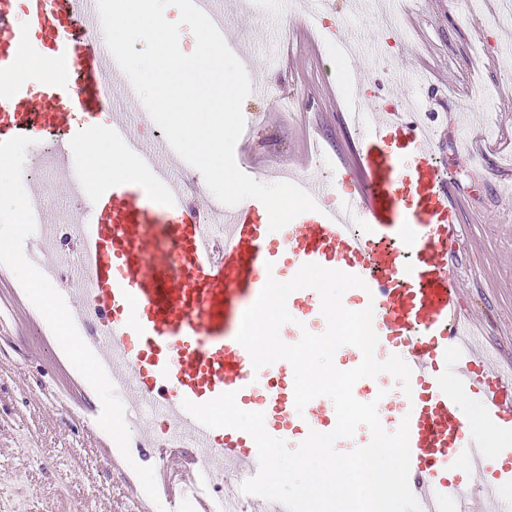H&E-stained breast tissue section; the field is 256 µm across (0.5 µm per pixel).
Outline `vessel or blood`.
<instances>
[{
	"instance_id": "vessel-or-blood-1",
	"label": "vessel or blood",
	"mask_w": 512,
	"mask_h": 512,
	"mask_svg": "<svg viewBox=\"0 0 512 512\" xmlns=\"http://www.w3.org/2000/svg\"><path fill=\"white\" fill-rule=\"evenodd\" d=\"M99 24L96 0H0V160L23 135L67 128L81 116L78 139L58 140L50 152L69 195L87 204L85 223L69 229L78 266L64 277L50 261L55 226L36 192L24 207L34 231L26 257L41 267L44 283L62 280L67 293L83 296L74 319L93 369L161 422L152 453L182 460L156 473L166 502L176 504L189 491L193 512H238V499H214L209 489L225 465L244 480L258 470L248 433L206 428L183 401L235 393L239 407L262 412L266 431L292 448L310 431L334 430L329 398L297 412L292 365L280 360L254 369L236 340L244 311L268 278L287 281L316 263L363 279L346 308L373 306L378 359L397 355L412 369L411 394L381 375L360 380L359 389L363 401H377L387 432L408 422L410 484L422 512H492L491 493L449 477L448 463L460 457L472 472L487 471L483 438L467 427L459 395L480 399L488 427L512 426V369H501L476 334L449 265L460 247V219L436 166L437 128L400 109L373 119L353 104V119L365 131L354 163L341 173L355 188L340 206L327 205V183L291 173L288 181L311 195L316 211L273 232L265 206L251 198L210 208L203 224L172 173L177 154L167 139L140 151L150 194L141 185L94 186L76 175L78 141L136 142L123 113L99 122L110 88L125 100L137 97L112 55L88 40ZM286 306L295 319L289 343L322 329L315 290L293 292ZM452 373L455 391L448 387Z\"/></svg>"
}]
</instances>
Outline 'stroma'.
<instances>
[{
    "instance_id": "1",
    "label": "stroma",
    "mask_w": 512,
    "mask_h": 512,
    "mask_svg": "<svg viewBox=\"0 0 512 512\" xmlns=\"http://www.w3.org/2000/svg\"><path fill=\"white\" fill-rule=\"evenodd\" d=\"M397 19L390 30L374 19L350 15L349 0H333L325 32L311 29L299 0L268 10L265 0H224L242 48L245 68L261 67L269 93L249 95L247 112L277 114L250 150L265 167L292 166L329 181L328 204L340 202L339 168L354 159L362 131L350 123L355 95L375 112L407 97H420L439 129L435 146L456 193L462 245L452 259L464 307L480 323L501 361L512 362V17L499 0H380ZM362 41L376 52L366 58L367 78L351 74L338 86L336 53L327 32ZM294 95L283 108L281 88ZM0 298H19L15 322L0 333V512H137L148 499L158 459L140 453L113 473L98 448L104 426L76 417L52 393L73 380L76 398L107 407L109 415L135 411L130 394L107 390L102 375L67 355L37 314L30 290L13 269L0 265Z\"/></svg>"
}]
</instances>
